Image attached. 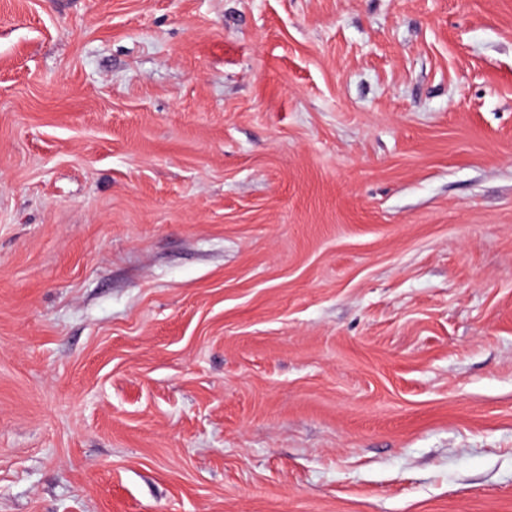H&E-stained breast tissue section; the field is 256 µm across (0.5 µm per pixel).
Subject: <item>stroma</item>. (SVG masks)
I'll list each match as a JSON object with an SVG mask.
<instances>
[{
    "instance_id": "35a3bbf8",
    "label": "stroma",
    "mask_w": 512,
    "mask_h": 512,
    "mask_svg": "<svg viewBox=\"0 0 512 512\" xmlns=\"http://www.w3.org/2000/svg\"><path fill=\"white\" fill-rule=\"evenodd\" d=\"M0 512H512V0H0Z\"/></svg>"
}]
</instances>
